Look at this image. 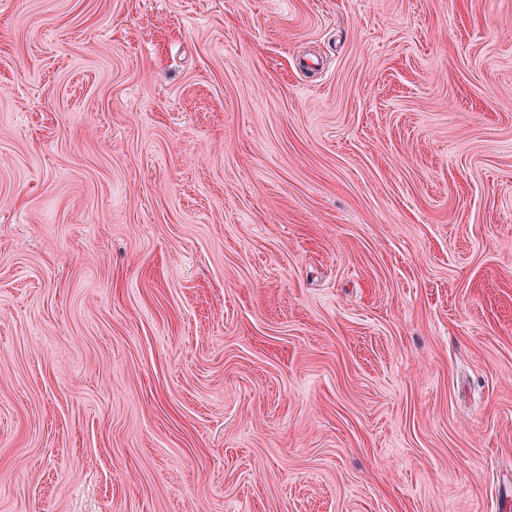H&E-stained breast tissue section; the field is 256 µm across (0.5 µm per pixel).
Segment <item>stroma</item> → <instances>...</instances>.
<instances>
[{"mask_svg":"<svg viewBox=\"0 0 512 512\" xmlns=\"http://www.w3.org/2000/svg\"><path fill=\"white\" fill-rule=\"evenodd\" d=\"M512 0H0V512H504Z\"/></svg>","mask_w":512,"mask_h":512,"instance_id":"35a3bbf8","label":"stroma"}]
</instances>
